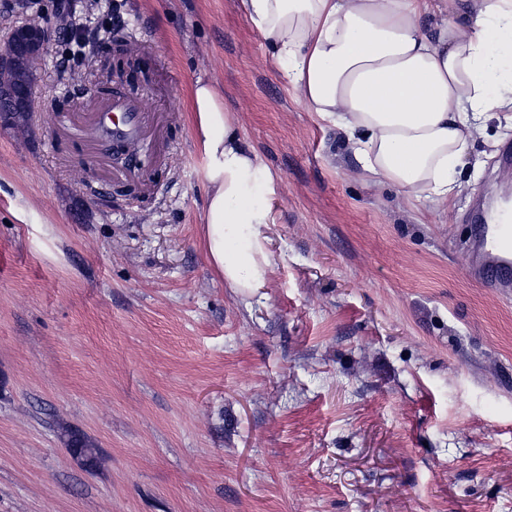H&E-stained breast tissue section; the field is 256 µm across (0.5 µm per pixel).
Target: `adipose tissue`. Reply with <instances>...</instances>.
<instances>
[{
	"mask_svg": "<svg viewBox=\"0 0 512 512\" xmlns=\"http://www.w3.org/2000/svg\"><path fill=\"white\" fill-rule=\"evenodd\" d=\"M284 78L336 128L363 177L447 205L449 171L490 112H512V0H473L464 22L437 0H240ZM207 202L201 247L254 297L271 270L264 227L275 176L242 140L213 83L191 87Z\"/></svg>",
	"mask_w": 512,
	"mask_h": 512,
	"instance_id": "adipose-tissue-1",
	"label": "adipose tissue"
}]
</instances>
